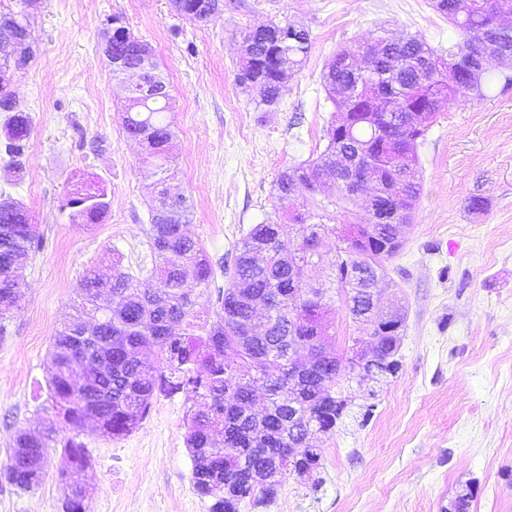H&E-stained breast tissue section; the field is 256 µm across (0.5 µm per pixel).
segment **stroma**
I'll list each match as a JSON object with an SVG mask.
<instances>
[{
	"mask_svg": "<svg viewBox=\"0 0 512 512\" xmlns=\"http://www.w3.org/2000/svg\"><path fill=\"white\" fill-rule=\"evenodd\" d=\"M309 29L312 48L278 111L262 112L236 82L245 32L269 21ZM151 44L169 83L176 163L168 186L191 205L188 235L204 248L212 285L227 287L236 249L273 212L279 173L316 158L334 106L322 73L340 49L386 29L447 49L456 30L431 0H223L209 21L179 15L172 0H32L35 55L11 88L32 118L21 167L0 144V199L23 203L42 236L24 270L21 307L0 342V467L16 436L53 418L52 338L75 313L91 267L152 268L145 230L155 176L123 126V93L102 52L113 23ZM422 193L401 251L386 263L389 293L407 309L397 376L380 380L363 420L366 386L338 383L351 413L320 448L323 484L289 476L268 505L239 512H448L460 492L470 512H512V90L451 102L417 148ZM94 180L108 211L70 220L67 193ZM485 202L469 210L471 198ZM184 394L158 397L131 434L102 436L90 421L57 422L59 439L91 454L85 512H210L192 482ZM51 449L39 486L0 477V512H61Z\"/></svg>",
	"mask_w": 512,
	"mask_h": 512,
	"instance_id": "1",
	"label": "stroma"
}]
</instances>
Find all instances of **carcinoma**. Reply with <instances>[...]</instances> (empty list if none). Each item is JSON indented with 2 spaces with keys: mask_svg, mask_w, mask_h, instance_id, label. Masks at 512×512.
I'll list each match as a JSON object with an SVG mask.
<instances>
[{
  "mask_svg": "<svg viewBox=\"0 0 512 512\" xmlns=\"http://www.w3.org/2000/svg\"><path fill=\"white\" fill-rule=\"evenodd\" d=\"M206 0H173L178 14L208 21ZM448 17L460 40L437 53L422 39L379 35L359 51L372 55L362 69L355 53L337 52L325 67L322 83L336 113L327 145L315 159L281 172L276 193L302 201L288 215L274 214L256 224L240 242L229 285L217 289L213 316L200 320L196 305L213 276L203 248L184 226L191 213L182 196L163 191L173 164L174 131L165 113L170 96L152 97L143 86H125L124 127L142 146V162L162 174L155 184L146 230L159 263L155 284L140 288L134 275L112 262V275L85 271L80 283L79 313L52 338L49 386L53 406L73 425L94 421L101 433L117 439L132 433L154 397L185 394L189 407L186 447L193 459L196 492L212 500L210 512H238L249 500L264 505L274 499L292 473L312 477L321 468L318 449L309 445L315 433L336 432L349 400L336 391L342 376L364 380L395 375L401 368L397 333L377 332L368 355L351 348L325 350L335 338L329 287H314L305 269L324 262L317 245L327 233L339 245L329 262L330 284L344 293L355 322L391 323L383 305L371 304L370 289L383 279L386 261L402 244L392 243L397 225L409 224L422 192V175L412 142L451 101L480 100L490 92L512 89V74L489 71L490 58L512 52V0H433ZM312 46L310 32L289 21L270 22L244 34L236 81L244 89L261 86L258 107L275 112L286 82L300 69ZM130 67L141 66V49L133 43L115 46ZM5 153L20 167L32 120L26 112L6 116ZM366 151L373 160L375 183L366 197L369 208H384L389 222L343 224L357 198L341 181L339 152ZM85 196L67 195L66 207L76 224H93L109 208L97 185L84 186ZM41 238L25 206L0 214V341L5 322L20 308L22 270ZM302 340L305 361L288 358V342ZM262 391L264 412L250 411ZM54 423L37 433L17 437L15 447L37 448L27 466L9 483L23 490L40 484L49 449L59 444ZM68 466L62 483L85 487L91 456L70 438L62 443Z\"/></svg>",
  "mask_w": 512,
  "mask_h": 512,
  "instance_id": "cac0c4a2",
  "label": "carcinoma"
}]
</instances>
